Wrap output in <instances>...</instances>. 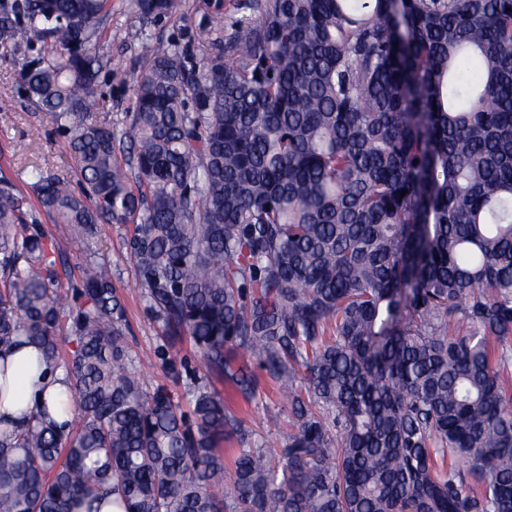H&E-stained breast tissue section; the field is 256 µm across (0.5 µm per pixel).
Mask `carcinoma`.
<instances>
[{
    "label": "carcinoma",
    "mask_w": 512,
    "mask_h": 512,
    "mask_svg": "<svg viewBox=\"0 0 512 512\" xmlns=\"http://www.w3.org/2000/svg\"><path fill=\"white\" fill-rule=\"evenodd\" d=\"M110 16L0 3V45L51 44L21 75L78 177L35 169L40 206L126 225L155 357L187 342L246 400L265 372L296 431L253 446L216 391H146L110 267L62 308L66 259L0 177V346L37 345L74 410L0 432V512H512V0H240L145 56L122 131L93 118Z\"/></svg>",
    "instance_id": "1"
}]
</instances>
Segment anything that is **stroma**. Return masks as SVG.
Listing matches in <instances>:
<instances>
[{"label":"stroma","instance_id":"obj_1","mask_svg":"<svg viewBox=\"0 0 512 512\" xmlns=\"http://www.w3.org/2000/svg\"><path fill=\"white\" fill-rule=\"evenodd\" d=\"M234 0H177L172 15L148 23L132 10L130 0H112V18L96 43V52L111 63L112 74L98 83V121L113 123L132 107L129 83L138 72L143 56L166 51L177 42L189 50L197 48V28L204 12L232 11ZM46 43L29 33H19L14 43L0 45V98L9 99L8 111H0V176L28 188L33 168L73 176L66 138L61 134L53 112L39 107L23 84L21 61L42 56ZM30 220L41 224L48 238L64 253L71 270L69 278L78 281L77 268L87 254L112 269V283L125 307L129 350L146 389L166 386L174 396H182L184 387L202 379L203 368L196 350L179 344L173 350L174 364L161 363L153 355L161 343V329L149 314L136 283L133 263L124 247L126 229L120 224H104L98 235L85 243L74 241L63 225L53 223L48 214L33 206ZM254 400L230 397L228 406L243 419L252 442L286 440L294 428L288 419L278 390L266 375L258 377Z\"/></svg>","mask_w":512,"mask_h":512}]
</instances>
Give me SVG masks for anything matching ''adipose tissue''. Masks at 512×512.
Returning a JSON list of instances; mask_svg holds the SVG:
<instances>
[{
    "label": "adipose tissue",
    "instance_id": "1",
    "mask_svg": "<svg viewBox=\"0 0 512 512\" xmlns=\"http://www.w3.org/2000/svg\"><path fill=\"white\" fill-rule=\"evenodd\" d=\"M69 394L63 369L46 363L33 345L0 349V430L25 426L40 412L68 430L71 417L59 413L58 402Z\"/></svg>",
    "mask_w": 512,
    "mask_h": 512
}]
</instances>
